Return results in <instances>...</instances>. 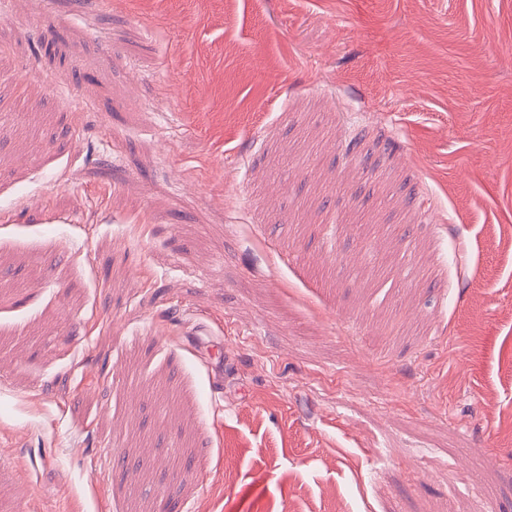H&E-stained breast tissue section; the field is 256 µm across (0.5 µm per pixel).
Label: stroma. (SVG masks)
<instances>
[{
	"label": "stroma",
	"mask_w": 512,
	"mask_h": 512,
	"mask_svg": "<svg viewBox=\"0 0 512 512\" xmlns=\"http://www.w3.org/2000/svg\"><path fill=\"white\" fill-rule=\"evenodd\" d=\"M169 500L512 512V0H0V512Z\"/></svg>",
	"instance_id": "1"
}]
</instances>
